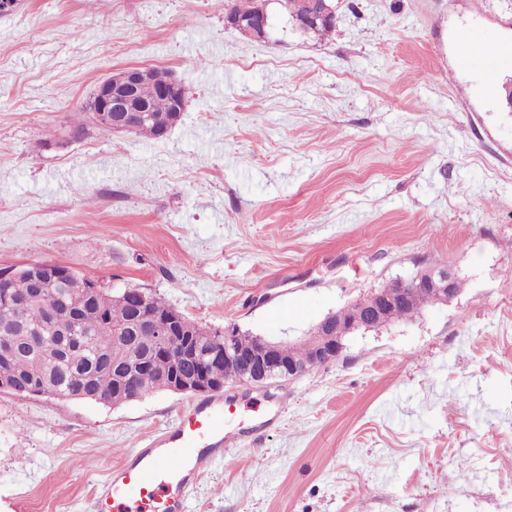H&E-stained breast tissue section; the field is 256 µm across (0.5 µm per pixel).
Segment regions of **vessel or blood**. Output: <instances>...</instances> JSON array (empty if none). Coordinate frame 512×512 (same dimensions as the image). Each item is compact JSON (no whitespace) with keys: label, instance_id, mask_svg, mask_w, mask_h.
<instances>
[{"label":"vessel or blood","instance_id":"vessel-or-blood-1","mask_svg":"<svg viewBox=\"0 0 512 512\" xmlns=\"http://www.w3.org/2000/svg\"><path fill=\"white\" fill-rule=\"evenodd\" d=\"M465 39L470 57L482 60L486 80L495 81L501 70L512 68V42L501 43L489 60L485 29H470ZM231 412L220 397L179 412L171 431L113 469L99 489L94 512H186L190 486L230 445L224 420Z\"/></svg>","mask_w":512,"mask_h":512}]
</instances>
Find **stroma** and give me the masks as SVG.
<instances>
[{
	"instance_id": "obj_1",
	"label": "stroma",
	"mask_w": 512,
	"mask_h": 512,
	"mask_svg": "<svg viewBox=\"0 0 512 512\" xmlns=\"http://www.w3.org/2000/svg\"><path fill=\"white\" fill-rule=\"evenodd\" d=\"M335 5L319 38L270 0L258 41L225 26L227 0H20L0 16V269L63 264L289 342L454 262L451 302L296 380L230 388L239 438L189 512H512V106L460 39L512 42V0ZM129 66L184 85L168 136H73ZM194 401L0 392V512H93Z\"/></svg>"
}]
</instances>
